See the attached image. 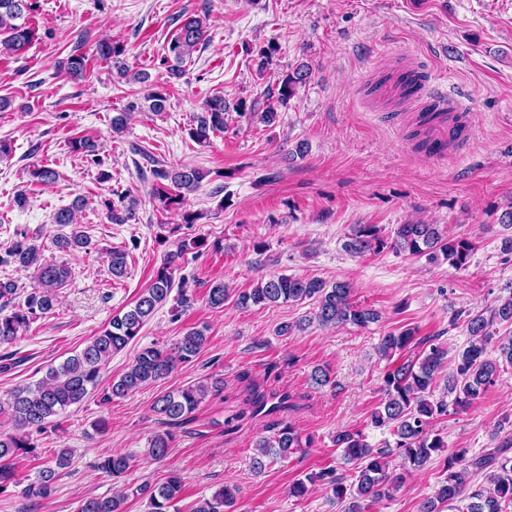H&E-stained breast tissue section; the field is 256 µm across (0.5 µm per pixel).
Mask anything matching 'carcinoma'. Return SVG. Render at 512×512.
Returning <instances> with one entry per match:
<instances>
[{"mask_svg":"<svg viewBox=\"0 0 512 512\" xmlns=\"http://www.w3.org/2000/svg\"><path fill=\"white\" fill-rule=\"evenodd\" d=\"M35 10L34 0H0V54H13L28 46L33 30L24 20ZM206 33L202 18H185L168 50L178 61L190 54ZM125 48L109 39L100 41L95 55L117 66L119 74L125 67L119 57ZM88 59L83 54L70 55L64 63L67 74L80 77L86 71ZM310 70L307 65L297 66L284 80L279 92V102L284 104L306 83ZM224 98L213 97L206 102L205 111L196 116L190 136L199 143L210 139L211 134L224 130ZM70 147L98 159L97 145L87 139H74ZM154 178L167 180L170 186L157 190V198L165 210L178 208L184 203V192L195 190L205 178L203 172L193 167L175 168L171 171L151 169ZM134 200L118 197V202L105 201L110 222L124 224L132 217ZM54 223L70 226L68 234H59L53 240L61 253L87 252L93 248L91 238L75 224V210L62 208L54 215ZM206 247L202 238L191 237L181 241L176 250L164 256L151 283L139 295L133 306L115 315L99 334L93 337L78 353L68 357L61 365L49 368L35 383L14 389L0 401V414L8 416L14 432L0 433V491L9 486H22L21 494L28 500L50 496L59 477L70 467L71 454L65 449L57 451L51 464L42 468L35 480L21 485L17 478L14 460L36 450L33 434H43L53 417L68 408L81 404L101 382L102 372L112 356L133 343L156 309L170 297L175 278L184 256L199 254ZM343 250L352 256L368 252L380 253L391 249L397 253L425 258L430 264L447 261L457 271L468 268L474 245L466 237H450L438 224H400L394 235L386 238L375 224H358L346 236ZM108 270L114 277L124 275L127 253L113 249L107 256ZM15 264L31 269L35 285L25 296L23 304L15 305L21 288L13 280H0V345L10 344L27 331L37 318L53 310L57 303V290L70 278V268L57 261L46 260L38 246L24 233L16 234L10 245L0 253V264ZM508 295L499 303L466 315L464 321L467 346L448 357V350L433 342L432 338L416 337V329L390 331L379 337L377 347L381 358L389 361V368L382 376L381 403L370 415L375 428H387L395 437L394 447L376 448L359 430H339L333 439L341 450V460L348 466L340 473L335 467L323 468L305 475L289 487V495L304 498L309 486H323L338 503L346 504L344 512H365L363 504L383 499L389 500L398 491L402 476L389 471L387 458H401L406 471L423 468L433 455L445 451L443 436L435 430V419L448 415V409L462 412L480 399L494 386L501 374L512 370V337L493 341L495 326H512V282L506 285ZM230 289L218 283L208 292V304L213 308L224 307ZM309 302L312 313L293 324L285 323L277 329L280 336L302 331L315 322L324 328L351 324L366 328L379 319V313L357 303L353 288L346 280L329 283L318 278L270 275L261 279L249 291L237 295L236 304L273 306ZM207 341L206 328L193 327L173 343H152L139 349L131 364L120 375L112 378L103 390L102 399L110 402L156 382L179 366L188 364L201 352ZM222 389V380L214 378L198 382L158 397L154 412L165 425L180 424L196 411L211 392ZM440 394H435V391ZM508 418L491 434L496 444L485 453L467 457L468 450L458 448L445 458L442 479L435 494L422 499L417 512H512V432L503 433ZM172 434L163 431L155 434L146 448V455L161 461L169 453ZM311 446L310 439H302L296 428L280 422L273 434L260 438L250 457V468L256 474L265 471L269 462L285 460L302 448ZM134 466L130 455L112 454L99 457L98 470L114 478L127 474ZM486 473L488 489L468 490L469 475ZM185 489L183 477L171 472L164 481L156 484L124 488L111 497L87 496L80 500L77 512H125L122 505L129 496L147 498L149 512H170ZM237 488L222 486L210 497L198 500L190 512H232Z\"/></svg>","mask_w":512,"mask_h":512,"instance_id":"cac0c4a2","label":"carcinoma"}]
</instances>
